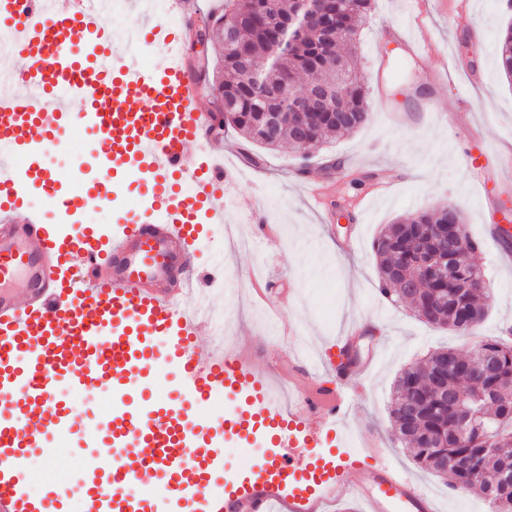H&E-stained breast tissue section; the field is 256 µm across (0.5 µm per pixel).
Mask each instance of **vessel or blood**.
<instances>
[{
  "label": "vessel or blood",
  "instance_id": "obj_1",
  "mask_svg": "<svg viewBox=\"0 0 512 512\" xmlns=\"http://www.w3.org/2000/svg\"><path fill=\"white\" fill-rule=\"evenodd\" d=\"M168 4L178 30L147 20L127 34L139 51L157 52L143 69L118 50L100 0H0V52L16 62L22 86L0 94V398L9 401L0 411V512H55L54 480L40 498L28 491V457L69 429L70 399L126 391L137 370L174 380L176 395L144 399L136 417L114 402L101 429L112 460L86 489L82 512H325L344 494L364 512H437L379 444L366 446L368 464L352 449L329 450L326 421L342 416L345 398L324 385L306 390L316 373L302 357L289 358L302 383L282 392L253 353L201 344L211 319L201 287L218 272L197 265L192 248L207 224L223 223L236 178L207 145L205 87L185 55L194 33L186 0ZM74 98L87 110L69 111ZM65 129L94 135L102 201L113 171L135 164L159 221L123 225L108 239L90 224L62 234L38 220L13 223L26 206L14 163L63 148ZM30 180L49 205L73 206L49 166L32 168ZM219 397L223 412L208 414ZM258 429L274 451L247 477L198 452L205 439L219 448ZM290 448L303 449L306 464H294ZM135 485L147 494L129 495Z\"/></svg>",
  "mask_w": 512,
  "mask_h": 512
}]
</instances>
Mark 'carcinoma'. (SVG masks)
Wrapping results in <instances>:
<instances>
[{"label": "carcinoma", "instance_id": "1", "mask_svg": "<svg viewBox=\"0 0 512 512\" xmlns=\"http://www.w3.org/2000/svg\"><path fill=\"white\" fill-rule=\"evenodd\" d=\"M372 0H336L334 37L317 0H224V12L204 21L199 38L221 49L213 87L238 99L223 117L224 127L246 140L274 148L286 140L305 157L326 140L353 132L369 116L363 87L351 64L353 42L367 20ZM240 27L252 56L243 67L238 53L225 46L224 30ZM500 70L512 78V24L497 39ZM342 64L337 105L331 112H286L272 138L265 133V113L301 98L303 75L314 79ZM465 225L462 211L439 203L409 220L388 225L374 243L380 260V290L397 303H411L426 322L459 333L473 332L484 320L487 296L480 285L485 272L473 262L479 243L461 230L464 245L449 248L435 231ZM442 260L448 276L423 272L417 254ZM493 366L485 364V358ZM448 391L436 388L438 380ZM391 417L397 439L425 470L447 480L457 491L477 487L491 512H512V482L498 478L512 472V343L481 340L468 352L442 348L421 364L405 369L396 382Z\"/></svg>", "mask_w": 512, "mask_h": 512}]
</instances>
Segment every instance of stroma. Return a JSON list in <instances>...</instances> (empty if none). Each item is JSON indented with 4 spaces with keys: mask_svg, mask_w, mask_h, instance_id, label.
I'll list each match as a JSON object with an SVG mask.
<instances>
[{
    "mask_svg": "<svg viewBox=\"0 0 512 512\" xmlns=\"http://www.w3.org/2000/svg\"><path fill=\"white\" fill-rule=\"evenodd\" d=\"M406 22L423 45L421 55L406 54L390 33ZM511 23L503 0H411L406 7L400 0H373L353 49L368 122L305 163L290 145L267 149L247 144L234 130L220 132L214 146L233 170L237 190L223 223L212 225L210 239L196 250L199 264L224 268L225 288L209 301L225 309L229 336L280 374L288 372V350L277 346L268 322L282 331L295 328L293 345L311 355L335 350L345 328L381 326L383 345L368 336L358 341L361 361L372 364L370 388L353 399L336 434L381 442L391 465L432 492L441 512L487 510L479 490L449 493L441 477L403 448L394 435L391 393L406 368L436 349L467 351L476 340L503 336L512 324V255L489 235L502 209L512 207V83L495 53L500 30ZM396 57L405 59L407 73L394 85L388 67ZM432 101L439 113L427 112ZM97 149L88 132L73 131L64 149L43 158L56 170L62 193L80 196L77 209L61 216L33 188L18 221L33 214L69 233L89 218L106 238L118 225L144 222L142 188L129 177L115 184L111 204L97 197ZM440 202L462 210L468 234L480 244L475 261L486 273L488 313L472 336L434 327L378 289L373 243L382 229ZM257 213L263 223L253 222ZM252 271L270 288L272 303L254 313L227 312L234 278ZM111 408L106 388L77 397L71 434L51 440L53 458L31 456L33 492H44L42 464L50 462L69 512H79L71 490L87 480L83 458L105 453L88 438Z\"/></svg>",
    "mask_w": 512,
    "mask_h": 512,
    "instance_id": "35a3bbf8",
    "label": "stroma"
}]
</instances>
